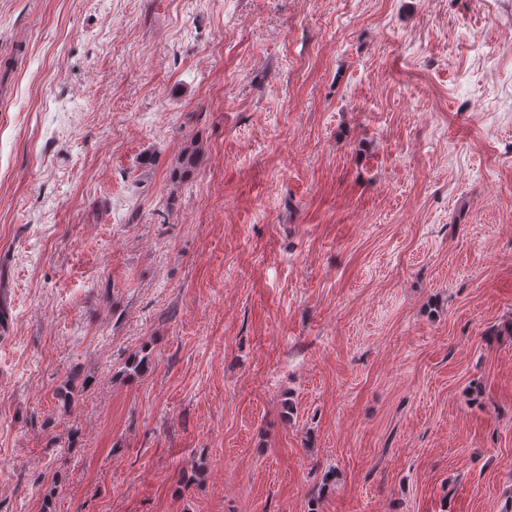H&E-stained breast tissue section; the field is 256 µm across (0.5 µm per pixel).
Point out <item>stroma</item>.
<instances>
[{
    "label": "stroma",
    "mask_w": 512,
    "mask_h": 512,
    "mask_svg": "<svg viewBox=\"0 0 512 512\" xmlns=\"http://www.w3.org/2000/svg\"><path fill=\"white\" fill-rule=\"evenodd\" d=\"M1 302L0 512H512V0H0Z\"/></svg>",
    "instance_id": "obj_1"
}]
</instances>
